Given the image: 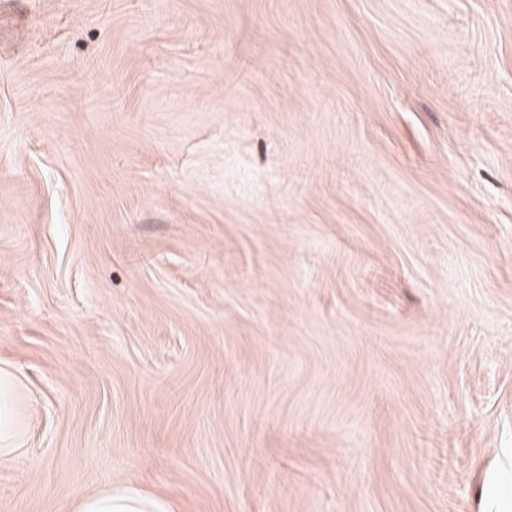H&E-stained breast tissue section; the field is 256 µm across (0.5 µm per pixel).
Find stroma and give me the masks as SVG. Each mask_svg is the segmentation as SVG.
Masks as SVG:
<instances>
[{
    "label": "stroma",
    "instance_id": "stroma-1",
    "mask_svg": "<svg viewBox=\"0 0 512 512\" xmlns=\"http://www.w3.org/2000/svg\"><path fill=\"white\" fill-rule=\"evenodd\" d=\"M0 512H512V0H0ZM14 386L12 380L0 374V457H8L17 448H5L14 435L15 419L13 417L14 409ZM70 512H174L173 503L164 496L143 494L117 486L76 498Z\"/></svg>",
    "mask_w": 512,
    "mask_h": 512
}]
</instances>
